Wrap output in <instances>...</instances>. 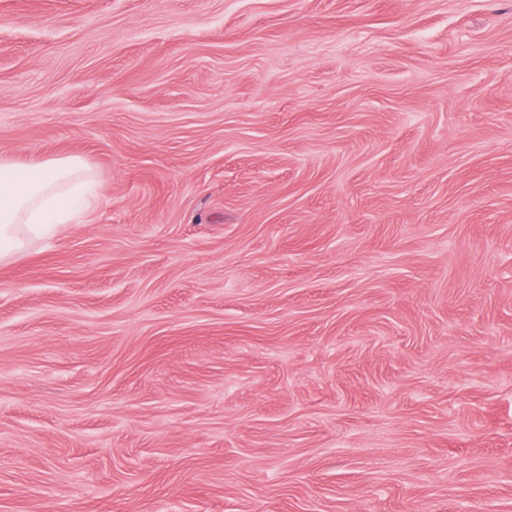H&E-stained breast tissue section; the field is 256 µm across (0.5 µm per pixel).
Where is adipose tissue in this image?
Segmentation results:
<instances>
[{"instance_id": "ef3b65f1", "label": "adipose tissue", "mask_w": 512, "mask_h": 512, "mask_svg": "<svg viewBox=\"0 0 512 512\" xmlns=\"http://www.w3.org/2000/svg\"><path fill=\"white\" fill-rule=\"evenodd\" d=\"M98 198L84 163L76 158L23 166L0 159V261L20 254L27 237H43L77 206Z\"/></svg>"}]
</instances>
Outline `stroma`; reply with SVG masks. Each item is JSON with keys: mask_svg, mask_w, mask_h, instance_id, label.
<instances>
[{"mask_svg": "<svg viewBox=\"0 0 512 512\" xmlns=\"http://www.w3.org/2000/svg\"><path fill=\"white\" fill-rule=\"evenodd\" d=\"M0 512H512V0H0ZM72 188L84 189L83 195L77 197ZM97 199L87 168L77 158L34 166L0 159V261L25 250L21 226L32 238L47 236L54 224L69 220L79 204L89 209Z\"/></svg>", "mask_w": 512, "mask_h": 512, "instance_id": "35a3bbf8", "label": "stroma"}]
</instances>
